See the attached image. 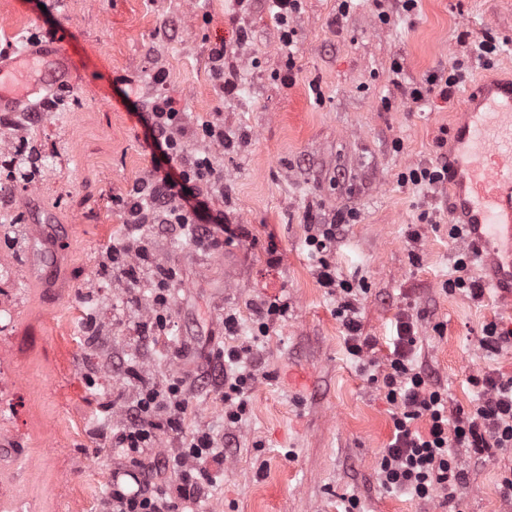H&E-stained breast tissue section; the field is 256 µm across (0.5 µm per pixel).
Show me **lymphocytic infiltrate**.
<instances>
[{
	"label": "lymphocytic infiltrate",
	"instance_id": "obj_1",
	"mask_svg": "<svg viewBox=\"0 0 512 512\" xmlns=\"http://www.w3.org/2000/svg\"><path fill=\"white\" fill-rule=\"evenodd\" d=\"M148 110V144L156 162L146 186H133L121 200L126 223H145L147 210L153 209L160 223L177 225L196 243L206 240L216 246L222 239L238 237L239 229L225 223L223 211L211 206V193L221 182L211 155L187 152L188 131L170 98L156 96ZM354 218V213L341 212L329 223L311 225L305 242L318 259V282L335 289L338 296L336 315L347 331L346 349L361 359L373 344L361 333L358 293L352 282L338 277L331 262L341 226ZM395 331L380 384L392 408L393 432L378 457L377 475L389 491H406L424 501L438 492L453 499L456 486L465 478L458 466V451L486 461L512 448V377L494 371L472 377V384L480 389L477 403L469 409L449 410L444 389L414 365L417 336L409 316L397 318ZM252 352L249 344L223 352L239 368L224 379V417L231 424L241 421L245 397L256 381L255 373L246 367ZM126 374L138 381L139 393L132 413L112 435L123 464L112 473L106 512H182L185 504L201 502L213 470L224 463V451L216 447L209 432L200 431L181 440L179 448L166 456L144 462L142 456L153 447L159 430H180L187 410L184 383L179 378L163 386L144 381L135 366L127 367ZM422 419L427 422L423 429L417 426ZM148 468L170 472L171 477L147 482L142 474ZM125 476L135 480V489L122 484Z\"/></svg>",
	"mask_w": 512,
	"mask_h": 512
}]
</instances>
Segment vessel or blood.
<instances>
[{
	"label": "vessel or blood",
	"mask_w": 512,
	"mask_h": 512,
	"mask_svg": "<svg viewBox=\"0 0 512 512\" xmlns=\"http://www.w3.org/2000/svg\"><path fill=\"white\" fill-rule=\"evenodd\" d=\"M32 55L0 61V109L23 102L46 77L29 80ZM448 216L485 251L480 276L512 301V83L482 82L467 98L448 150Z\"/></svg>",
	"instance_id": "vessel-or-blood-1"
}]
</instances>
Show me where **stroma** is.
Segmentation results:
<instances>
[{
	"label": "stroma",
	"instance_id": "1",
	"mask_svg": "<svg viewBox=\"0 0 512 512\" xmlns=\"http://www.w3.org/2000/svg\"><path fill=\"white\" fill-rule=\"evenodd\" d=\"M339 2L300 0L288 53L266 0H0V55L27 52L21 35L37 32L62 59L57 83L74 99L70 111L44 116L53 132L49 174L29 216L57 227L64 285L43 298L23 283L0 330L19 378L0 401V420L18 436L0 450V482L11 488L0 512H100L117 450L95 428L124 422L134 386L123 367L133 358L157 383L187 385L181 432L159 433L145 460L199 429L224 450L196 512H340L351 495L361 512H512L497 487L512 450L484 462L459 453L468 478L450 502L383 489L375 468L391 438V407L372 379L403 313L417 331L415 365L447 390L449 409L476 403L471 376H512V347L489 353L479 343L484 324L512 320V307L490 289L475 301L446 288L465 245L448 236L447 187L400 181L447 155L482 78L512 80V0H420L411 13L399 0H354L342 18ZM488 36L500 45L489 59L473 48ZM218 45L237 74L230 95L210 70ZM459 60L466 79L450 99L410 100V86ZM159 94L187 128L213 120L233 137L234 148L212 149L224 177L213 206L248 235L203 251L189 236L155 233V252L177 272L171 329L154 338L116 324L102 336L112 353L106 398L85 382L73 304L119 237L116 199L153 166L146 107ZM340 211L356 219L342 225L333 259L341 278L363 288L357 318L373 343L367 365L347 353L338 299L318 284L305 244L309 221ZM273 302L288 309L254 347L258 380L242 422L227 426L218 355L249 340L257 306ZM228 314L236 332L224 329Z\"/></svg>",
	"mask_w": 512,
	"mask_h": 512
}]
</instances>
